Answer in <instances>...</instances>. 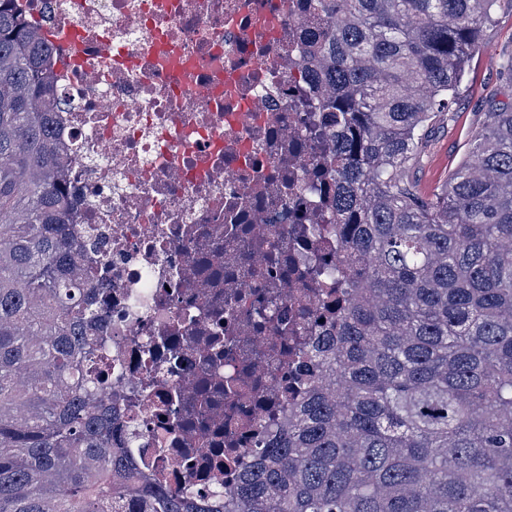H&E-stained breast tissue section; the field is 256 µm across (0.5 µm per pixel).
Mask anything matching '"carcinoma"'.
<instances>
[{
	"instance_id": "carcinoma-1",
	"label": "carcinoma",
	"mask_w": 512,
	"mask_h": 512,
	"mask_svg": "<svg viewBox=\"0 0 512 512\" xmlns=\"http://www.w3.org/2000/svg\"><path fill=\"white\" fill-rule=\"evenodd\" d=\"M336 283L288 426L224 512H512V104L432 198L409 177L496 0H314ZM51 42L0 0V512H204L140 486L87 378L102 321L72 226Z\"/></svg>"
}]
</instances>
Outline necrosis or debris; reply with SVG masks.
<instances>
[{
    "label": "necrosis or debris",
    "instance_id": "necrosis-or-debris-1",
    "mask_svg": "<svg viewBox=\"0 0 512 512\" xmlns=\"http://www.w3.org/2000/svg\"><path fill=\"white\" fill-rule=\"evenodd\" d=\"M85 267L106 319L90 370L142 483L219 505L303 392L342 244L309 112L308 0H34Z\"/></svg>",
    "mask_w": 512,
    "mask_h": 512
}]
</instances>
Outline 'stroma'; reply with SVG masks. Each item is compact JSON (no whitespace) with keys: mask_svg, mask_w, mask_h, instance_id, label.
I'll return each instance as SVG.
<instances>
[{"mask_svg":"<svg viewBox=\"0 0 512 512\" xmlns=\"http://www.w3.org/2000/svg\"><path fill=\"white\" fill-rule=\"evenodd\" d=\"M510 57L512 0H498L458 95L430 128L422 159L411 172L422 195L433 196L446 186L468 154L471 136L482 125L486 112L512 102V76L501 67L502 61Z\"/></svg>","mask_w":512,"mask_h":512,"instance_id":"1","label":"stroma"}]
</instances>
